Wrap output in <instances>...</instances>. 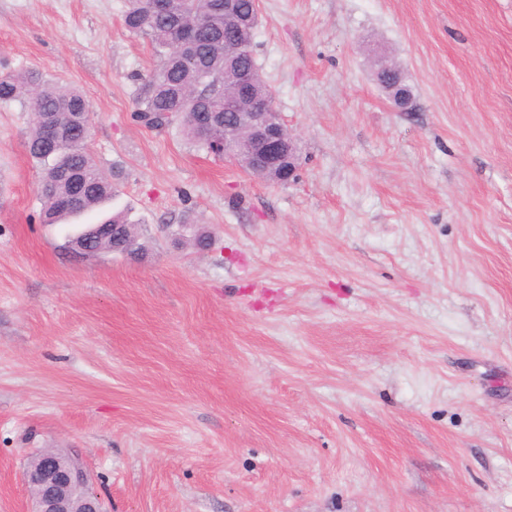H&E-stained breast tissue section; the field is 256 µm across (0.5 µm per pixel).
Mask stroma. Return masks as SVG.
I'll list each match as a JSON object with an SVG mask.
<instances>
[{
  "instance_id": "obj_1",
  "label": "stroma",
  "mask_w": 512,
  "mask_h": 512,
  "mask_svg": "<svg viewBox=\"0 0 512 512\" xmlns=\"http://www.w3.org/2000/svg\"><path fill=\"white\" fill-rule=\"evenodd\" d=\"M125 5L0 0V71L90 97L144 246L68 249L0 105V512L46 448L109 512H512V0H260L285 185L138 120ZM377 78L388 85L394 94L391 96L394 105L401 111L407 110L412 101L411 93L406 87L401 86V78L397 72L390 71L382 61L378 62Z\"/></svg>"
}]
</instances>
